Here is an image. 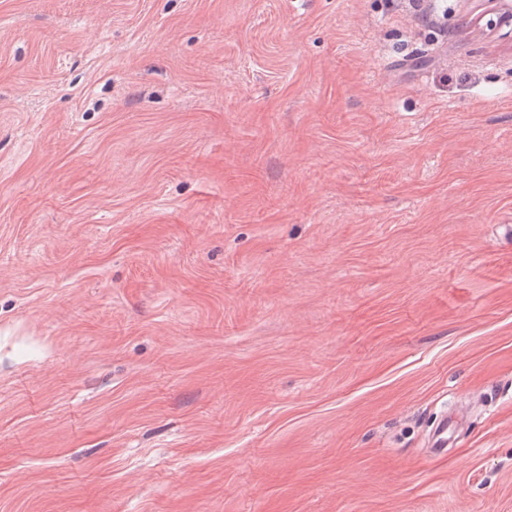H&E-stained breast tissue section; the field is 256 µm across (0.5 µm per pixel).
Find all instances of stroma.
<instances>
[{"instance_id": "1", "label": "stroma", "mask_w": 512, "mask_h": 512, "mask_svg": "<svg viewBox=\"0 0 512 512\" xmlns=\"http://www.w3.org/2000/svg\"><path fill=\"white\" fill-rule=\"evenodd\" d=\"M423 7L0 0V512H512V39ZM458 417L444 416L437 424L430 439L431 453L433 455H442L448 447V428L456 426Z\"/></svg>"}]
</instances>
